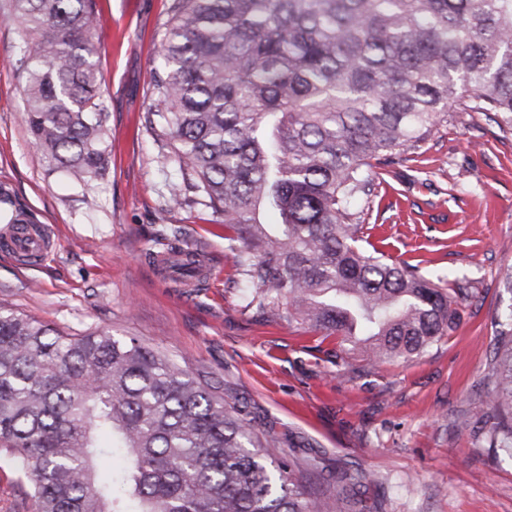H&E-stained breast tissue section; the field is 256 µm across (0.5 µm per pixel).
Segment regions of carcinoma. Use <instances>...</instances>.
Segmentation results:
<instances>
[{
  "mask_svg": "<svg viewBox=\"0 0 512 512\" xmlns=\"http://www.w3.org/2000/svg\"><path fill=\"white\" fill-rule=\"evenodd\" d=\"M6 2L32 144L87 184L104 176L94 0ZM160 33L147 123L234 230L247 307L337 336L338 362L409 359L448 335L468 289L365 249L360 203L374 168L450 112L512 133V0H172ZM494 326L475 424L512 457V307ZM0 453L36 512H348L370 481L337 470L333 509L275 435L166 357L2 306ZM104 456L122 464L102 480Z\"/></svg>",
  "mask_w": 512,
  "mask_h": 512,
  "instance_id": "1",
  "label": "carcinoma"
}]
</instances>
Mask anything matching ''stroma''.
<instances>
[{
  "instance_id": "stroma-1",
  "label": "stroma",
  "mask_w": 512,
  "mask_h": 512,
  "mask_svg": "<svg viewBox=\"0 0 512 512\" xmlns=\"http://www.w3.org/2000/svg\"><path fill=\"white\" fill-rule=\"evenodd\" d=\"M170 0H96L94 40L108 119L106 175L89 184L31 144L21 110L18 30L0 27V198L32 214L52 240L29 259L0 247V304L72 336L136 338L207 381L284 454L374 474L359 498L383 512H512V460L460 426L492 384V319L512 303V135L492 115L452 112L417 148L376 168L361 221L370 240L431 280L469 290L448 336L412 360L335 364V339L248 310L228 229L181 185L146 117L159 24ZM194 249L207 279L160 262ZM25 476L0 457V512H35Z\"/></svg>"
}]
</instances>
